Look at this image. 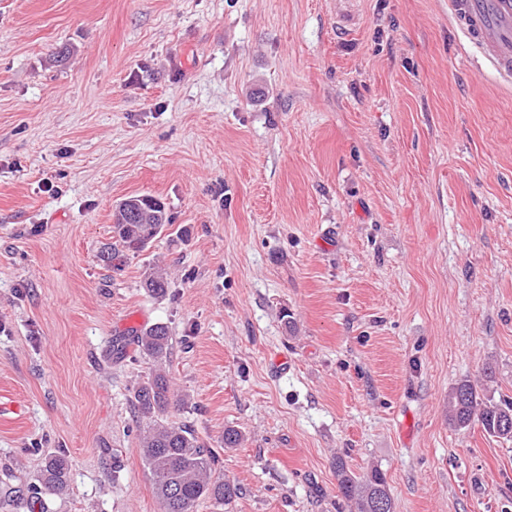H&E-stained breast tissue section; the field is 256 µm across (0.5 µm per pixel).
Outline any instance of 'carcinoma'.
Wrapping results in <instances>:
<instances>
[{
  "label": "carcinoma",
  "mask_w": 512,
  "mask_h": 512,
  "mask_svg": "<svg viewBox=\"0 0 512 512\" xmlns=\"http://www.w3.org/2000/svg\"><path fill=\"white\" fill-rule=\"evenodd\" d=\"M172 224L164 203L152 196H132L123 200L113 224L117 244L101 251V260L110 264L120 250L140 252L163 229ZM144 288L162 295L168 288L163 274L151 268L143 279ZM139 353L158 364L167 361L171 349L168 327L156 324L133 337ZM134 412L148 421L140 439L143 458L154 482V490L163 512H194L198 502L214 499L229 502L239 489L224 479L212 477L217 461L215 451L201 442L187 425H174L164 419L170 404V383L163 370L156 371L136 387L131 396ZM449 416L462 429L478 421L483 430L497 438L512 440V401L496 402L482 398L467 381L459 383L449 397ZM69 464L62 455L49 456L38 477L44 494H55L67 486ZM336 476L342 496L352 504L354 512H394V503L384 474L375 469L357 475L336 462Z\"/></svg>",
  "instance_id": "carcinoma-1"
}]
</instances>
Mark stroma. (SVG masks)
Instances as JSON below:
<instances>
[{
	"instance_id": "1",
	"label": "stroma",
	"mask_w": 512,
	"mask_h": 512,
	"mask_svg": "<svg viewBox=\"0 0 512 512\" xmlns=\"http://www.w3.org/2000/svg\"><path fill=\"white\" fill-rule=\"evenodd\" d=\"M136 195L173 223L105 265ZM155 324L239 489L197 512H350L340 461L395 512H512V441L448 419L464 380L512 401V87L448 0H0V512L51 454L47 512H162ZM135 350L158 364L167 361L171 349V337L167 326L156 324L133 337ZM69 464L62 455L49 456L46 465L38 477L43 494H55L67 486Z\"/></svg>"
}]
</instances>
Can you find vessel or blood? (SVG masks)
<instances>
[{"label": "vessel or blood", "instance_id": "obj_1", "mask_svg": "<svg viewBox=\"0 0 512 512\" xmlns=\"http://www.w3.org/2000/svg\"><path fill=\"white\" fill-rule=\"evenodd\" d=\"M455 29L502 82L512 84V0H448Z\"/></svg>", "mask_w": 512, "mask_h": 512}]
</instances>
